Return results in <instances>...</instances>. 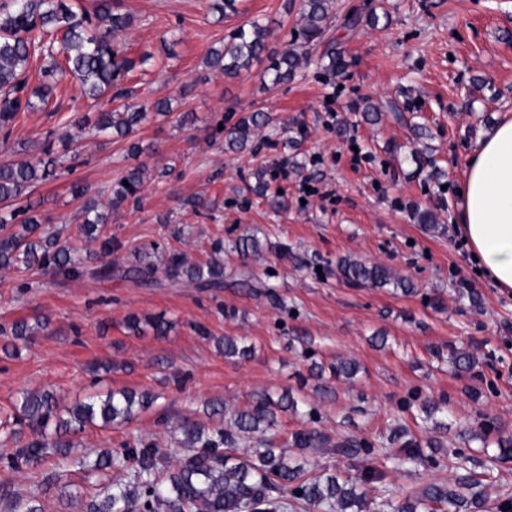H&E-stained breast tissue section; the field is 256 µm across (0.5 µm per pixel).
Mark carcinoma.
<instances>
[{"label": "carcinoma", "mask_w": 512, "mask_h": 512, "mask_svg": "<svg viewBox=\"0 0 512 512\" xmlns=\"http://www.w3.org/2000/svg\"><path fill=\"white\" fill-rule=\"evenodd\" d=\"M331 0H301L303 23L286 48L272 58L265 73L271 84L292 80L302 61L315 59L321 69L335 77L346 75L343 51L332 40H324L331 21ZM379 20L373 9H355L345 15L344 26H374ZM130 18L119 12L116 0H94L87 9L81 2L67 0H12L11 6H0V139L8 141L20 113L38 106L46 107L53 98L54 86L45 83L28 91L27 70L37 59L48 76H72L79 81L81 93L90 99L112 95V88L136 67V60L124 55L114 44L117 33L125 30ZM270 30L257 20L238 26L220 48L208 51L204 65L229 78L237 77L262 60ZM319 51L314 56L312 52ZM167 116L169 102L161 99L150 105L125 104L121 109L97 113L95 122L88 114L70 121L59 139L70 146L79 138L100 132L117 141L126 142L129 155L137 157L144 148L134 133L146 120L148 112ZM271 123L268 113L249 112L224 130H215L213 138L224 142V148L242 152L252 136ZM54 157L19 153L18 158L0 164V269L22 266L38 269L54 276L95 279L112 277V263L106 258L122 247L118 241L99 233V225L111 221L112 209L141 199L144 187L142 166L121 174L105 190L91 193L82 183L71 186V194L83 200L81 234L100 241L103 260L96 266L86 264L70 240L60 231L41 229L43 218L31 201L33 189L56 174ZM268 171L254 173L255 184L249 191L267 197L270 190ZM339 275L347 283L362 288H383L394 285L402 294L414 291L406 278L394 276L388 267L366 263L349 257L336 261ZM157 267L139 262L122 271L135 283L151 287L159 284ZM169 281L182 280L198 288L224 287V263L218 257L205 263H191L183 254L167 259ZM49 321L20 319L5 327L0 336L22 340L34 335L37 327ZM449 359L462 372L476 366L473 355L449 349ZM152 398L146 393L110 392L106 398L91 396L73 405H63L53 392H27L15 416L19 426H27L39 436L36 441L16 450V458L38 466L53 455H67L69 437L95 421L104 426L132 419L137 408H146ZM297 402L288 394L273 399H259L246 410L233 415L231 425L205 427L196 422L183 427V447L187 455L176 465L169 464L156 444L142 436L124 442L121 447L100 453L90 468L123 470L125 478L110 483L106 494L98 498L75 493L66 498V505L81 512H281L287 507H321L327 512H373L375 498L368 497L369 485L382 482V472L375 463L383 442L373 437L348 438L335 445L338 454L358 461L354 471L307 470L300 463L289 461L282 449L265 437L277 423V412L294 409ZM421 422L424 429L446 430L436 420L439 407L423 404ZM397 452L387 455L392 469L404 471L422 467L431 473L452 469L456 475L447 481L436 478L418 493H396L382 486L380 506L392 512H482L486 496L482 480L464 474L466 463L473 458L458 449L453 454L443 451V443L429 441L431 452L425 453L419 440L400 422H395L388 437ZM291 445L301 451L329 446L328 437L315 428L291 434ZM15 500L21 512H45L42 498L32 494L22 499L7 486H0V500Z\"/></svg>", "instance_id": "carcinoma-1"}]
</instances>
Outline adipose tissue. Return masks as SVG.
<instances>
[{"instance_id":"1","label":"adipose tissue","mask_w":512,"mask_h":512,"mask_svg":"<svg viewBox=\"0 0 512 512\" xmlns=\"http://www.w3.org/2000/svg\"><path fill=\"white\" fill-rule=\"evenodd\" d=\"M463 239L481 272L512 290V114L480 140L459 183Z\"/></svg>"}]
</instances>
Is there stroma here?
Returning a JSON list of instances; mask_svg holds the SVG:
<instances>
[{
    "label": "stroma",
    "mask_w": 512,
    "mask_h": 512,
    "mask_svg": "<svg viewBox=\"0 0 512 512\" xmlns=\"http://www.w3.org/2000/svg\"><path fill=\"white\" fill-rule=\"evenodd\" d=\"M131 25L118 36L139 64L127 84L136 102L168 98L172 112L149 117L136 132L154 152L132 157L124 143L88 136L78 153L57 133L77 112L109 109V101L83 98L76 80L55 86L48 108L22 113L0 163L18 149L37 155L51 148L59 166L35 188L33 200L50 227L73 238L82 256L99 244L81 236L75 181L107 186L128 168H147L139 203L112 212L106 234L121 242L111 256L117 272L102 280H61L0 269V325L45 317L48 328L20 353L0 348V423L11 425L23 393L50 390L66 404L92 394L132 390L153 403L127 423L93 424L72 438L67 480L72 492L93 493L119 471L96 475L80 459L95 460L129 436L156 441L170 462L184 455V421L207 426L253 405L264 394L291 392L306 411L280 412L269 435L291 460L314 469L346 467L326 448L298 452L292 432L314 427L331 442L341 437H388L394 423L421 434L412 401L438 402L451 426L447 448L467 450L472 470L490 497H512V458H490L479 442L460 437L464 427L490 423L512 436V292L477 270L460 232L457 186L471 151L503 113L512 111V0H334L329 31L349 63V77L310 63L294 79L265 83L266 62L229 80L205 70L203 58L239 25H267L269 54L280 53L300 27L301 0H240L237 14L218 18L211 0H117ZM384 9L390 20L343 28L351 8ZM379 108L376 123L355 110L364 98ZM254 110L273 123L243 152L224 151L211 133ZM194 124L180 125L183 113ZM429 137L415 138V125ZM287 160L288 174L274 178L285 210L273 211L247 186L260 166ZM315 186L303 195V182ZM205 196L211 210L189 201ZM437 211L430 231L412 218L413 206ZM256 236L259 254L242 256L240 237ZM165 269L170 255L224 261V285L197 288L162 281L152 288L121 277L136 249ZM352 257L381 263L415 286L405 296L393 288H359L345 282L336 261ZM478 303H471L470 294ZM170 322L163 335L136 333L129 315ZM225 337L249 347L248 357H228ZM473 353L474 371H457L443 353ZM359 365L355 378L328 372L338 360ZM324 367L322 378L311 375ZM208 401L223 415L204 413Z\"/></svg>",
    "instance_id": "obj_1"
}]
</instances>
